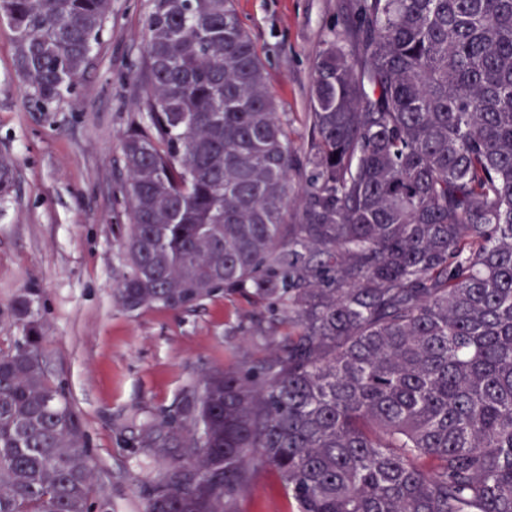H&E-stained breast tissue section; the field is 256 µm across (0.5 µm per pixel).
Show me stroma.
<instances>
[{
    "label": "stroma",
    "instance_id": "obj_1",
    "mask_svg": "<svg viewBox=\"0 0 512 512\" xmlns=\"http://www.w3.org/2000/svg\"><path fill=\"white\" fill-rule=\"evenodd\" d=\"M350 0H236L264 59L295 150L310 141L312 65L321 43L342 31ZM150 0H112L93 64L50 107L32 98L14 67V36L0 23V155L15 163V187L0 198V352L17 334L13 300L35 293L51 380L80 412L93 455V512H144L160 475L178 460L145 437L204 372L261 354L258 321L276 339L293 332L238 295L194 308L130 315L113 296L127 271L129 221L122 136L144 92L136 64ZM281 481L260 469L243 512H293Z\"/></svg>",
    "mask_w": 512,
    "mask_h": 512
}]
</instances>
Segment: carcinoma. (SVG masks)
Returning <instances> with one entry per match:
<instances>
[{"label": "carcinoma", "mask_w": 512, "mask_h": 512, "mask_svg": "<svg viewBox=\"0 0 512 512\" xmlns=\"http://www.w3.org/2000/svg\"><path fill=\"white\" fill-rule=\"evenodd\" d=\"M111 13L0 0L38 102L72 91ZM144 40L117 306L239 291L295 326L275 347L257 327L263 356L203 373L150 429L181 461L146 512H240L263 467L298 512H512V0H353L317 53L300 155L234 0H151ZM33 303L14 300L0 354V512H92Z\"/></svg>", "instance_id": "1"}]
</instances>
